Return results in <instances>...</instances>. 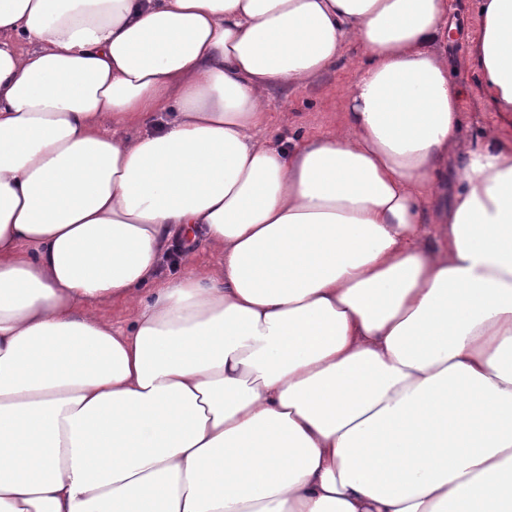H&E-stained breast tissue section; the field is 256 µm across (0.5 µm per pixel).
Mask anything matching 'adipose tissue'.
Listing matches in <instances>:
<instances>
[{
	"label": "adipose tissue",
	"mask_w": 512,
	"mask_h": 512,
	"mask_svg": "<svg viewBox=\"0 0 512 512\" xmlns=\"http://www.w3.org/2000/svg\"><path fill=\"white\" fill-rule=\"evenodd\" d=\"M453 9L0 0V512H512V134L462 138ZM352 43L336 127L261 141Z\"/></svg>",
	"instance_id": "1"
}]
</instances>
